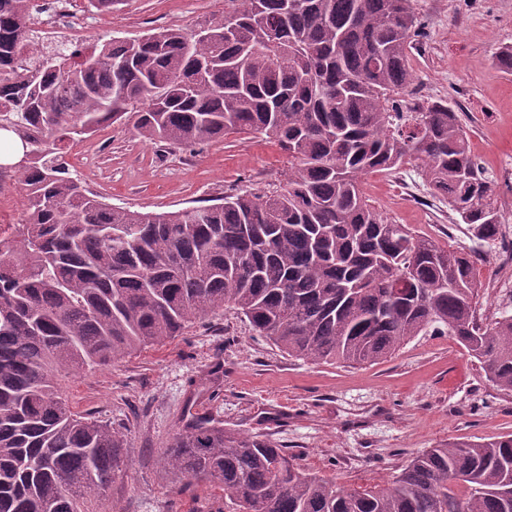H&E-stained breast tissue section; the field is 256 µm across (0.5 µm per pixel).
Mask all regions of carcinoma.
Here are the masks:
<instances>
[{
    "label": "carcinoma",
    "instance_id": "carcinoma-1",
    "mask_svg": "<svg viewBox=\"0 0 512 512\" xmlns=\"http://www.w3.org/2000/svg\"><path fill=\"white\" fill-rule=\"evenodd\" d=\"M29 0H0V164L26 187L0 242V512H106L124 435L73 409L60 370L108 366L229 307L290 357L372 365L452 336L512 391V316H477L469 255L395 224L361 179L415 162L478 239L504 222L496 183L456 112L402 111L411 0H228L199 38L166 30L59 46L20 67ZM114 123L187 149L263 134L288 155L282 190L241 189L175 212L115 206L72 177L61 144ZM159 462L224 491L237 512H512V434L412 457L387 487H344L269 440L224 428L194 397Z\"/></svg>",
    "mask_w": 512,
    "mask_h": 512
}]
</instances>
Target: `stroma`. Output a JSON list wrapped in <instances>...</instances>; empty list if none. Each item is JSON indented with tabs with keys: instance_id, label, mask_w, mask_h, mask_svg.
Segmentation results:
<instances>
[{
	"instance_id": "35a3bbf8",
	"label": "stroma",
	"mask_w": 512,
	"mask_h": 512,
	"mask_svg": "<svg viewBox=\"0 0 512 512\" xmlns=\"http://www.w3.org/2000/svg\"><path fill=\"white\" fill-rule=\"evenodd\" d=\"M424 34L413 45L410 110L431 102L457 113L474 153L495 177L512 242V73L493 62L512 44V0H412ZM224 20V0H117L87 38L133 40L166 29L200 30ZM73 176L106 201L143 213L206 204L238 188L276 189L288 158L263 135H230L195 150L161 152L131 127L114 124L65 143ZM369 203L450 249L467 253L480 284L479 314L512 315V283L502 282L490 245L458 223L406 164L362 179ZM64 396L127 439L128 468L111 494L112 512H233L220 489L182 486L160 467L190 389L225 428L262 435L306 470L348 486L392 482L429 448L512 434V392L489 382L450 336H421L365 366L288 357L225 309L183 335L146 346L105 367L63 371Z\"/></svg>"
}]
</instances>
